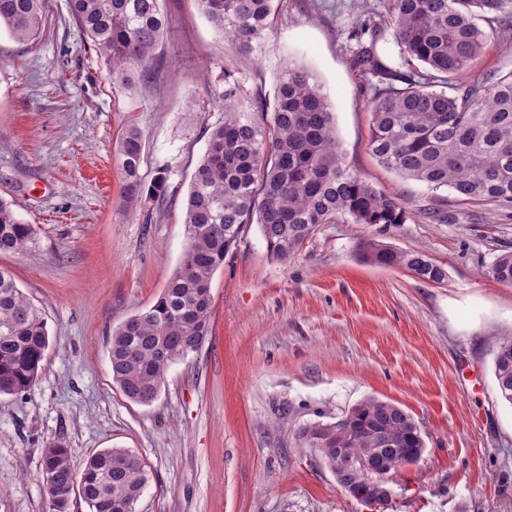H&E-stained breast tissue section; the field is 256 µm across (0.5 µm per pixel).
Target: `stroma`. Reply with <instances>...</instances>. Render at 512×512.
<instances>
[{
	"label": "stroma",
	"mask_w": 512,
	"mask_h": 512,
	"mask_svg": "<svg viewBox=\"0 0 512 512\" xmlns=\"http://www.w3.org/2000/svg\"><path fill=\"white\" fill-rule=\"evenodd\" d=\"M364 2L278 0L272 32L243 53L196 0H161L157 77L130 90L112 87L67 0H47L36 45L0 32V199L39 233L0 268L43 309L50 336L38 380L0 396V512H51L40 468L59 439L78 470L104 448L136 454L148 472L136 512H512V405L493 365L512 336V286L487 273L512 251V208L376 162L372 92L352 60ZM291 61L321 83L347 164L399 192L409 218L320 225L285 261L249 225L212 277L211 336L169 366L152 405L131 403L112 381L109 336L179 265L190 178L224 119V72L270 105ZM130 125L143 133L144 180L167 178L165 197L133 212L116 154ZM429 209L448 223L424 219ZM367 239L422 250L447 277L365 262ZM369 397L402 407L425 441L376 506L347 494L299 437Z\"/></svg>",
	"instance_id": "1"
}]
</instances>
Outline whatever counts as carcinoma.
<instances>
[{"label": "carcinoma", "mask_w": 512, "mask_h": 512, "mask_svg": "<svg viewBox=\"0 0 512 512\" xmlns=\"http://www.w3.org/2000/svg\"><path fill=\"white\" fill-rule=\"evenodd\" d=\"M201 11L239 50L249 53L271 31L273 0H197ZM45 0H0V30L34 44L44 24ZM373 31L354 33L353 64L381 83L370 102L369 149L404 180L450 189L464 201L512 207V72H477L488 42L485 21L512 38V0H382ZM72 17L108 66L112 86L130 89L155 77L154 52L166 19L160 0H69ZM389 30L400 48L392 68L377 52L376 33ZM370 34L365 44L362 36ZM122 194L129 208L167 191L158 176L145 185L142 132L127 128L117 146ZM401 195L352 171L336 136L333 112L313 74L290 64L281 73L272 110L243 94L224 71V122L211 128L207 148L189 183L185 247L179 267L154 304L125 319L109 338L112 381L132 403L155 402L171 363L198 351L209 336L211 279L247 226L259 224L267 251L294 255L322 224H403ZM38 233L0 200V254L36 248ZM364 259L399 266L439 283L447 273L420 250L402 251L367 240ZM488 275L512 285V251L499 254ZM49 347L41 310L0 270V395H18L37 380ZM494 375L512 405V337L498 344ZM308 447L350 496L374 495L350 463L361 458L387 466V480L423 453L413 417L400 406L367 398L333 423L301 432ZM53 512H66L79 493L89 512H135L148 482L142 462L125 448L93 454L81 473L65 443L41 459Z\"/></svg>", "instance_id": "1"}]
</instances>
